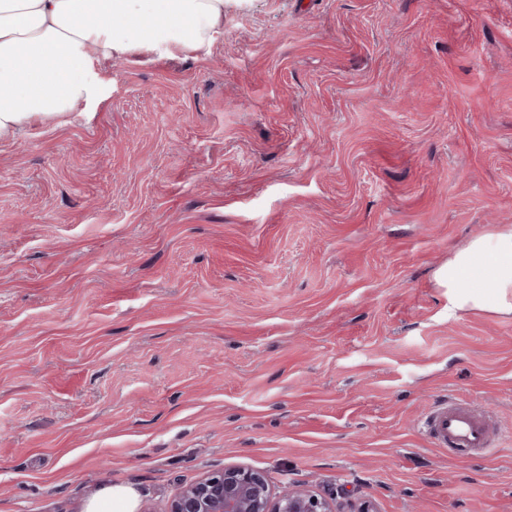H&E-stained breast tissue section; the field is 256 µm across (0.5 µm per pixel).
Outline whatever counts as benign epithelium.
Here are the masks:
<instances>
[{
	"mask_svg": "<svg viewBox=\"0 0 512 512\" xmlns=\"http://www.w3.org/2000/svg\"><path fill=\"white\" fill-rule=\"evenodd\" d=\"M167 512H343L336 499L308 489L273 493L266 477L245 466L226 467L184 486Z\"/></svg>",
	"mask_w": 512,
	"mask_h": 512,
	"instance_id": "7a95c632",
	"label": "benign epithelium"
}]
</instances>
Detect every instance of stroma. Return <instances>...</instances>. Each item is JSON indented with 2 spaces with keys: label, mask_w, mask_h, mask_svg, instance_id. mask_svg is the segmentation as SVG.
Wrapping results in <instances>:
<instances>
[{
  "label": "stroma",
  "mask_w": 512,
  "mask_h": 512,
  "mask_svg": "<svg viewBox=\"0 0 512 512\" xmlns=\"http://www.w3.org/2000/svg\"><path fill=\"white\" fill-rule=\"evenodd\" d=\"M0 140V512H164L245 465L376 512H512V316L436 273L512 224V0H226ZM495 424L438 448L435 404ZM138 492L125 485H104L89 501L87 512H135Z\"/></svg>",
  "instance_id": "stroma-1"
}]
</instances>
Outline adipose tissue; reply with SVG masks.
<instances>
[{
	"label": "adipose tissue",
	"mask_w": 512,
	"mask_h": 512,
	"mask_svg": "<svg viewBox=\"0 0 512 512\" xmlns=\"http://www.w3.org/2000/svg\"><path fill=\"white\" fill-rule=\"evenodd\" d=\"M225 0H0V139L97 98L101 67L170 56L224 34ZM448 316L512 315V224L454 250L438 274Z\"/></svg>",
	"instance_id": "obj_1"
}]
</instances>
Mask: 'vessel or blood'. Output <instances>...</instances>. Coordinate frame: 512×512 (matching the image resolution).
<instances>
[{
  "label": "vessel or blood",
  "mask_w": 512,
  "mask_h": 512,
  "mask_svg": "<svg viewBox=\"0 0 512 512\" xmlns=\"http://www.w3.org/2000/svg\"><path fill=\"white\" fill-rule=\"evenodd\" d=\"M423 430L440 448L483 450L491 445V427L486 417L453 401L434 406L423 422Z\"/></svg>",
  "instance_id": "b4317fda"
}]
</instances>
